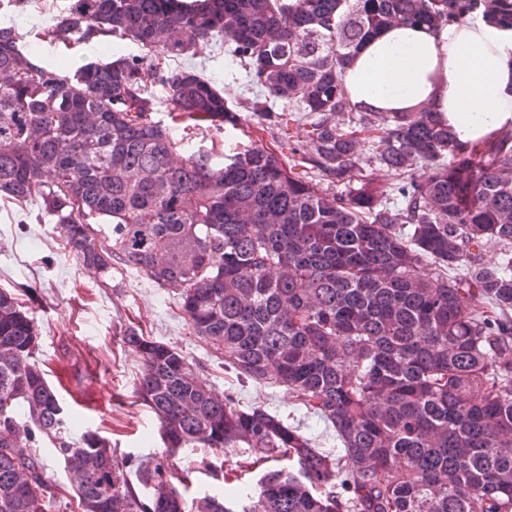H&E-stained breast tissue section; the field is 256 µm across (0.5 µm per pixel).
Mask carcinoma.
<instances>
[{
    "instance_id": "1",
    "label": "carcinoma",
    "mask_w": 512,
    "mask_h": 512,
    "mask_svg": "<svg viewBox=\"0 0 512 512\" xmlns=\"http://www.w3.org/2000/svg\"><path fill=\"white\" fill-rule=\"evenodd\" d=\"M478 15L512 27V0H73L42 38L114 36L144 55L71 75L0 25V196L39 195L83 266L105 271L116 256L179 289L189 325L237 378L286 387L336 432V453L320 451L129 327L136 402L166 453L119 457L96 430L72 442L34 362L33 321L1 289L0 512L58 508L36 453L45 438L84 512H512V128L461 145L424 108L380 128L342 80L389 26ZM212 41L244 67L252 124L288 159L251 140L224 154L217 138L241 125L237 110L211 80L159 66ZM305 117L300 145L288 123ZM175 126L212 136L184 147ZM373 163L398 174L396 203L364 179ZM354 180L355 193L332 191ZM491 243L504 248L497 266L472 252ZM189 445L271 466L241 494L189 502L179 486L192 472L168 461Z\"/></svg>"
}]
</instances>
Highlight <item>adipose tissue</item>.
Wrapping results in <instances>:
<instances>
[{"instance_id": "ef3b65f1", "label": "adipose tissue", "mask_w": 512, "mask_h": 512, "mask_svg": "<svg viewBox=\"0 0 512 512\" xmlns=\"http://www.w3.org/2000/svg\"><path fill=\"white\" fill-rule=\"evenodd\" d=\"M343 82L352 103L388 117L425 105L471 142L512 124V28L479 18L390 27L359 49Z\"/></svg>"}]
</instances>
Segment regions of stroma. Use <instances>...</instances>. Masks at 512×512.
I'll return each instance as SVG.
<instances>
[{
    "label": "stroma",
    "mask_w": 512,
    "mask_h": 512,
    "mask_svg": "<svg viewBox=\"0 0 512 512\" xmlns=\"http://www.w3.org/2000/svg\"><path fill=\"white\" fill-rule=\"evenodd\" d=\"M70 2L12 0L10 6L0 5V23L11 22L25 49L48 65L64 59L74 70L102 61L101 51H88L86 43L37 39V32ZM170 65L214 80L225 100L241 117H248L252 94L245 71L230 62L221 43L199 47L195 56L171 60ZM61 242L55 219L44 213L39 199L23 204L0 199V286L13 293L34 319L35 358L47 365L46 379L72 415L73 440L96 430L118 455L144 460L161 455L159 424L134 397L142 359L123 342L124 330L134 326L197 362L198 378L215 393L232 396L244 407H265L286 423L300 426L316 448L335 451V433L306 416L285 388L242 383L225 368L223 351L196 336L187 323L178 289L159 286L118 259L105 273L85 268L74 255L62 253ZM38 453L58 496L57 512H75L76 482L62 457L47 441ZM213 460L207 448L188 447L176 454L177 467L192 472L188 497L223 492V478L214 477L209 469Z\"/></svg>",
    "instance_id": "stroma-1"
}]
</instances>
